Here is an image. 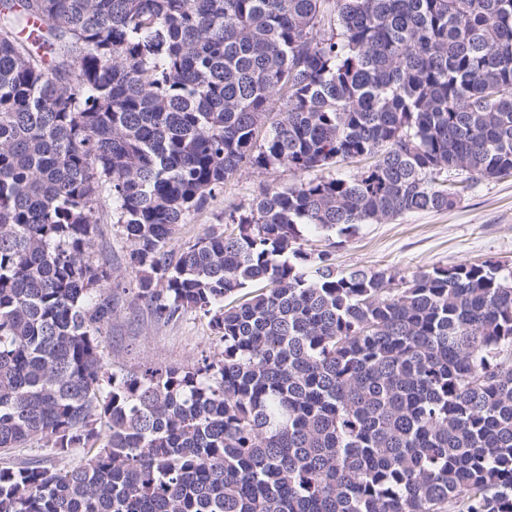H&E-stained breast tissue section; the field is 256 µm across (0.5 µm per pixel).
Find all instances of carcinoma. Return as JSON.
<instances>
[{
    "instance_id": "carcinoma-1",
    "label": "carcinoma",
    "mask_w": 512,
    "mask_h": 512,
    "mask_svg": "<svg viewBox=\"0 0 512 512\" xmlns=\"http://www.w3.org/2000/svg\"><path fill=\"white\" fill-rule=\"evenodd\" d=\"M368 160L349 179L320 171ZM264 184L174 252L238 170ZM512 175V0H0V512H512V267L336 269ZM133 304L216 348L104 361ZM102 228V235L97 239L99 244L96 256L102 252V256L112 255L113 259L121 262V267L118 270L122 282L130 288L135 283V272L125 264L124 257L129 252V243L126 241L125 236L122 235V228L119 224L100 223ZM131 285V286H130ZM39 457L44 460L45 465L48 467H52L57 470H66L70 466L74 465L82 456L81 452H77L73 456L67 458H57L54 457L50 451L49 447H45L43 445H32V448H17L13 453L12 459L14 461L20 462L24 461L30 457Z\"/></svg>"
}]
</instances>
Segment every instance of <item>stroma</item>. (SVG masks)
Returning <instances> with one entry per match:
<instances>
[{
  "mask_svg": "<svg viewBox=\"0 0 512 512\" xmlns=\"http://www.w3.org/2000/svg\"><path fill=\"white\" fill-rule=\"evenodd\" d=\"M299 176L284 169L244 168L203 210L191 215L171 245L180 249L195 242L203 230L225 223L235 206L248 204L260 185L290 186ZM339 270L384 269L397 275L459 264L497 262L512 265V176L473 179L460 203L446 212H418L382 224H361L349 234L333 233ZM102 254L120 260L123 288L115 289V313L109 328L105 360L113 371L144 364H188L208 354L214 335L206 318L191 312L174 325L157 326L131 302L127 286L134 271L125 266L129 251L122 228L106 223L98 239Z\"/></svg>",
  "mask_w": 512,
  "mask_h": 512,
  "instance_id": "1",
  "label": "stroma"
}]
</instances>
